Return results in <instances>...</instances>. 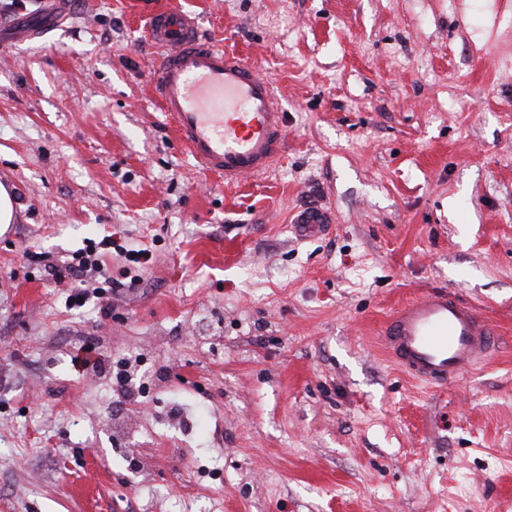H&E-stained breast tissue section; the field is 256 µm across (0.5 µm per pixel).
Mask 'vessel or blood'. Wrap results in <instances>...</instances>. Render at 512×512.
<instances>
[{"instance_id": "obj_1", "label": "vessel or blood", "mask_w": 512, "mask_h": 512, "mask_svg": "<svg viewBox=\"0 0 512 512\" xmlns=\"http://www.w3.org/2000/svg\"><path fill=\"white\" fill-rule=\"evenodd\" d=\"M77 0H46L41 14L0 26V44H16L58 28ZM148 35L160 51L155 90L164 115L195 161L225 182L241 183L267 170L285 142V115L273 81L222 44L197 33V20L179 10L152 16ZM321 206L292 217L300 236L333 223ZM494 326L447 290L435 289L394 312L380 332L392 359L417 380L442 386L488 356Z\"/></svg>"}]
</instances>
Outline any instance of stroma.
Returning <instances> with one entry per match:
<instances>
[{"label": "stroma", "instance_id": "stroma-1", "mask_svg": "<svg viewBox=\"0 0 512 512\" xmlns=\"http://www.w3.org/2000/svg\"><path fill=\"white\" fill-rule=\"evenodd\" d=\"M168 5L274 80L260 176L162 115ZM0 184V512H512V0H81L0 45ZM107 235L105 317L45 267ZM437 287L499 338L428 387L379 332ZM292 228L299 236L318 233L328 224L334 223V213L322 206H309L298 210L291 219Z\"/></svg>", "mask_w": 512, "mask_h": 512}]
</instances>
